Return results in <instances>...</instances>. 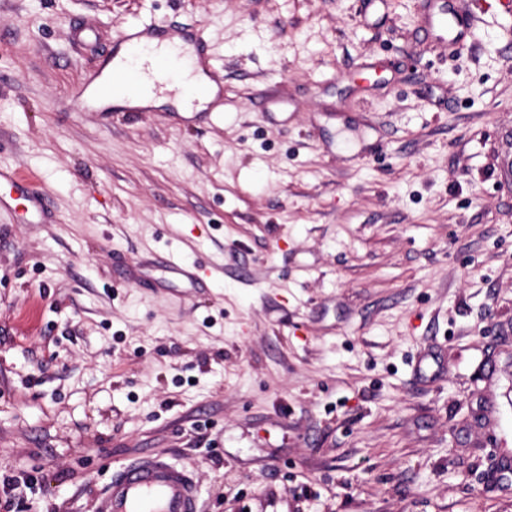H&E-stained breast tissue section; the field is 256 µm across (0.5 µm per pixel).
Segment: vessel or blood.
Returning <instances> with one entry per match:
<instances>
[{
    "mask_svg": "<svg viewBox=\"0 0 512 512\" xmlns=\"http://www.w3.org/2000/svg\"><path fill=\"white\" fill-rule=\"evenodd\" d=\"M486 10L482 0H476L469 14L459 13L443 2L424 17V29L442 44L459 46L466 42L476 15ZM177 35L174 29L127 28L119 39L126 54V68H112L110 59H103L101 68L86 77V87H91L97 98H107L117 85L128 83L137 75V64L149 51L152 40L173 39ZM179 65V60L171 57L158 59L149 77L156 87L170 86L173 72ZM95 512H201L198 486L185 469L159 456L144 457L123 466L113 475L111 483L96 500Z\"/></svg>",
    "mask_w": 512,
    "mask_h": 512,
    "instance_id": "b4317fda",
    "label": "vessel or blood"
}]
</instances>
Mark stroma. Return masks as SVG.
I'll return each instance as SVG.
<instances>
[{
	"label": "stroma",
	"instance_id": "stroma-1",
	"mask_svg": "<svg viewBox=\"0 0 512 512\" xmlns=\"http://www.w3.org/2000/svg\"><path fill=\"white\" fill-rule=\"evenodd\" d=\"M143 23L198 32L197 118L72 100ZM420 25L421 0H0V170L47 201L0 186L19 512H94L145 454L202 512H512V16L463 50Z\"/></svg>",
	"mask_w": 512,
	"mask_h": 512
}]
</instances>
